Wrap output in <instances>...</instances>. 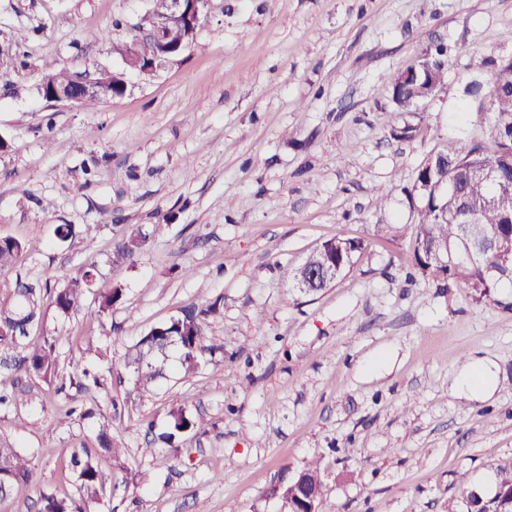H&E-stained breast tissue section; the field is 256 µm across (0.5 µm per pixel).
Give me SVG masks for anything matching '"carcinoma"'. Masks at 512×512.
I'll return each instance as SVG.
<instances>
[{"mask_svg":"<svg viewBox=\"0 0 512 512\" xmlns=\"http://www.w3.org/2000/svg\"><path fill=\"white\" fill-rule=\"evenodd\" d=\"M411 76L402 79L398 72L387 76L394 112L388 123L392 135L413 137L414 127L398 125L405 112L418 108L443 82L446 71L443 46L437 45L419 57L409 67ZM48 85L75 90L79 73L66 69L48 74ZM494 132V149L481 144H466L450 139L438 154L448 157V169L433 173L434 179L448 177L457 191L448 196L423 199L419 192L409 191L410 199H418L417 224L413 225V258L416 268L427 280L439 287L455 285L467 288L475 302L494 296L499 289L512 287V183L505 184L489 175L491 167L506 163L512 156V87L496 95L495 111L487 113ZM496 231L497 246L483 251L477 258L465 256L469 242H481ZM147 235L132 230L112 250V265L129 263L146 243ZM352 253L341 258L334 241L324 242L327 256L343 262V270L354 265V258L363 249V241L351 240ZM436 245L448 246V265L431 256ZM22 244L11 238L0 239V270L12 268L23 253ZM94 269H85L61 288H48L40 283L19 278L16 288L7 298H0V371L5 374L60 379L57 391L73 388L87 391L100 385L99 376L72 360L68 376L59 378V337L44 329L47 310L52 308L59 317L79 310L88 295H94L96 307L90 311L101 321L123 298V288L116 284L105 292H95ZM215 312V305H193L181 315L150 329L127 353L126 366L133 369V388L139 397L152 396L166 378L171 363L186 375L201 367L206 354L220 347L208 343L206 318ZM168 431L160 439L179 451L185 435L198 431L203 422L186 413L184 408L170 410ZM98 446L75 449L69 459L75 494L60 497L49 490L40 491L38 512H91L100 508L106 495L105 482L98 460L109 456L121 461L125 449L116 446L102 425L97 435ZM35 482L32 458L12 443L0 439V504L8 501L15 488ZM466 512H512V501L493 498L476 491L464 497Z\"/></svg>","mask_w":512,"mask_h":512,"instance_id":"obj_1","label":"carcinoma"}]
</instances>
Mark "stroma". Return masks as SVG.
I'll return each instance as SVG.
<instances>
[{
  "mask_svg": "<svg viewBox=\"0 0 512 512\" xmlns=\"http://www.w3.org/2000/svg\"><path fill=\"white\" fill-rule=\"evenodd\" d=\"M150 7L0 0V43L21 35L27 62L0 66V237L25 245L0 295L20 276L62 287L89 265L97 288L124 290L104 321L90 299L47 320L61 365L99 370L85 395L97 416L58 420L54 383L23 379L0 437L32 457L36 482L0 512H37L41 487L72 495L70 454L95 445L101 415L127 451L100 461L115 486L103 512H276L267 489L311 461L319 512H448L465 491L491 492L512 458V309L417 272L405 190L448 140L492 147L469 91L512 57V0H213L192 48L155 76L127 73L125 95L87 110L35 93L50 71L118 66L113 44ZM438 41L444 80L404 115L414 137L395 139L384 78ZM58 224L75 236L57 241ZM376 224L389 234L372 237ZM131 227L147 242L113 266ZM336 237L364 248L333 285L306 295L283 278ZM205 302L221 353L139 400L128 348ZM476 359L496 374L487 398L454 386ZM178 406L206 427L175 459L145 425L164 431Z\"/></svg>",
  "mask_w": 512,
  "mask_h": 512,
  "instance_id": "stroma-1",
  "label": "stroma"
}]
</instances>
